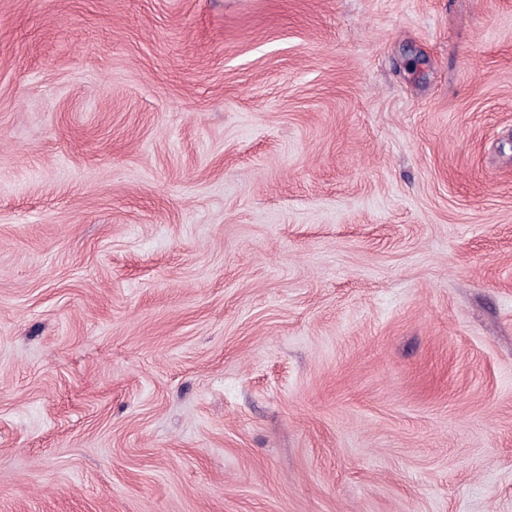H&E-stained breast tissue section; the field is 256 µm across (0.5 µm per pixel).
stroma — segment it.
<instances>
[{"instance_id": "stroma-1", "label": "stroma", "mask_w": 512, "mask_h": 512, "mask_svg": "<svg viewBox=\"0 0 512 512\" xmlns=\"http://www.w3.org/2000/svg\"><path fill=\"white\" fill-rule=\"evenodd\" d=\"M0 512H512V0H0Z\"/></svg>"}]
</instances>
